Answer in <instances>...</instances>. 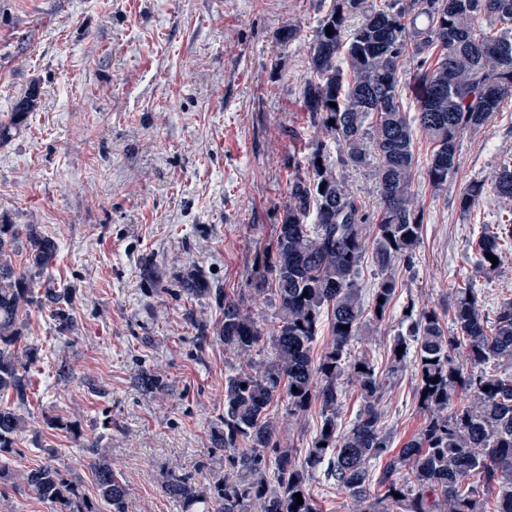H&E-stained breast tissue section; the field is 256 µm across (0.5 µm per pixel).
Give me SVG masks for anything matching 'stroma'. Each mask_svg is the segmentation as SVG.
Here are the masks:
<instances>
[{"instance_id": "stroma-1", "label": "stroma", "mask_w": 512, "mask_h": 512, "mask_svg": "<svg viewBox=\"0 0 512 512\" xmlns=\"http://www.w3.org/2000/svg\"><path fill=\"white\" fill-rule=\"evenodd\" d=\"M331 0H0V121L22 101L21 129L0 143V224L35 225L57 257L51 287L73 291L74 326L59 330L53 305L24 317L21 342L36 347L27 428L8 456L23 471L58 454L67 479L96 497L92 458L102 448L125 481L126 512H183L169 481L209 484L224 473L215 441L224 423V379L245 361L187 313L221 325L207 300L175 296V274L194 265L251 311L261 327L272 296L250 293L288 202V177L317 133L300 107L308 46ZM299 30L285 41L290 27ZM432 150L415 139L414 198L423 209L412 271L390 313L367 324L354 352L382 376L379 408L392 450L423 427L412 358L392 362L403 308L445 313L464 283L493 315L512 297V242L499 267H476L474 242L507 202L487 194L475 211L456 201L512 157V101L464 134L457 170L433 189ZM152 261L159 285L141 280ZM164 382L135 384L141 368ZM0 512H58L22 483L0 480Z\"/></svg>"}]
</instances>
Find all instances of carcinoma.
Masks as SVG:
<instances>
[{"mask_svg":"<svg viewBox=\"0 0 512 512\" xmlns=\"http://www.w3.org/2000/svg\"><path fill=\"white\" fill-rule=\"evenodd\" d=\"M405 65L411 107L403 94ZM308 66L300 100L321 136L295 165L266 271L254 284L255 294L270 293L276 301L271 336L213 287L205 268L175 278L179 292L224 305V320L213 330L187 314L200 341L214 334L226 350L247 357L270 341L274 357L225 378L224 431L217 437L224 477L211 487L182 477L169 492L198 512H251L253 504L256 512H318L311 480L322 469L347 495L352 512H512V375L484 368L490 362L512 368V298L500 303L490 327L476 289H457L451 333L437 311L406 306V333L397 336L391 357L401 362L415 349L416 395L428 418L396 454L381 429V378L370 359L350 355L366 319L386 317L397 290L395 264L411 268L420 241L422 210L412 193L415 133L432 145L425 177L439 190L457 169L461 136L487 126L512 97V0H332L313 32ZM370 154L379 159L380 203L373 214L337 174ZM489 191L512 200V158L502 160L490 181L466 184L459 210L470 212ZM367 225L379 271L368 309L356 282ZM22 234L28 257L17 269L11 255ZM510 239L512 209L477 239L479 266L494 269L487 254L500 257ZM55 254V242L34 225L0 224V394L12 393L18 406L27 400V372L37 361V349L17 346L22 315L36 303L34 284ZM45 296L59 327L71 329L69 293L47 288ZM325 312L331 339L316 357ZM137 383L151 392L164 388L147 369ZM348 383L359 387L364 406L343 429L338 409ZM282 401L290 421L321 407L312 448L303 456L283 444L272 413ZM25 428L22 415L0 406V452H12ZM93 454L100 500L112 512H126V485L99 450ZM381 458L386 464L376 477L371 462ZM21 479L59 512H100L51 462Z\"/></svg>","mask_w":512,"mask_h":512,"instance_id":"cac0c4a2","label":"carcinoma"}]
</instances>
